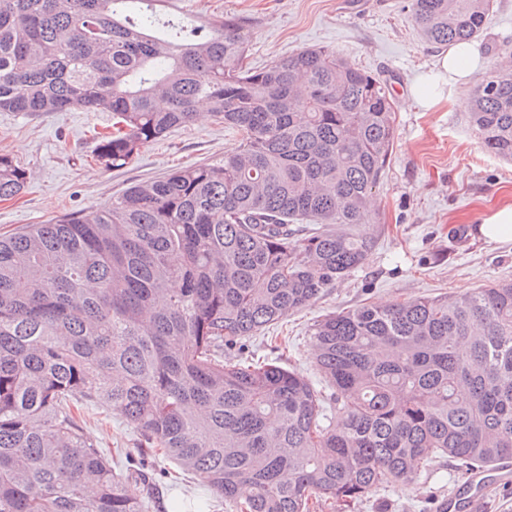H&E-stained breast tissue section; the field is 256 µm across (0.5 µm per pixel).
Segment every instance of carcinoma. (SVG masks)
<instances>
[{
	"instance_id": "1",
	"label": "carcinoma",
	"mask_w": 512,
	"mask_h": 512,
	"mask_svg": "<svg viewBox=\"0 0 512 512\" xmlns=\"http://www.w3.org/2000/svg\"><path fill=\"white\" fill-rule=\"evenodd\" d=\"M161 0H0V112L112 113L96 158L124 168L197 116L237 130L215 163L0 235V512H147L76 410L120 413L137 449L231 512H353L448 458L512 459V282L334 312L309 327L315 384L282 356L224 359L362 266L395 137L392 96L325 48L245 63L246 19ZM496 0H411L439 46ZM467 123L512 162V53L468 89ZM27 170L0 154V200Z\"/></svg>"
}]
</instances>
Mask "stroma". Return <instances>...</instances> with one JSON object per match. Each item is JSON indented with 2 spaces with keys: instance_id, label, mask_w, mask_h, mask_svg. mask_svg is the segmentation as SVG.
Returning <instances> with one entry per match:
<instances>
[{
  "instance_id": "stroma-1",
  "label": "stroma",
  "mask_w": 512,
  "mask_h": 512,
  "mask_svg": "<svg viewBox=\"0 0 512 512\" xmlns=\"http://www.w3.org/2000/svg\"><path fill=\"white\" fill-rule=\"evenodd\" d=\"M410 0H167L164 11L202 21L228 15L252 28L247 61L265 66L307 48L336 51L360 70L395 87L396 134L380 186L375 216L362 230L374 242L365 264L336 281L324 295L290 314L275 334L287 338V362L311 381L313 363L308 327L322 315L364 304L386 305L419 296L450 295L512 279V244L486 245L478 234L483 220L512 208V165L482 149L464 123L459 103L468 85L438 83L437 105L424 108L412 85L432 75L440 49L424 41L409 18ZM512 46V0L498 9L479 39L473 40V77L499 62ZM112 124L107 112H49L26 116L0 112V153L23 164L29 179L17 197L0 202V235L27 224H44L99 207L128 187L159 179L183 167L223 159L237 149L235 129L202 116L142 148L122 169L94 158L95 133ZM88 436L105 448L133 450L136 431L116 412L92 414ZM162 512L182 504L185 512H228L198 478L170 460L143 461ZM463 474L452 461L411 483L371 490L356 512H437L456 492Z\"/></svg>"
}]
</instances>
